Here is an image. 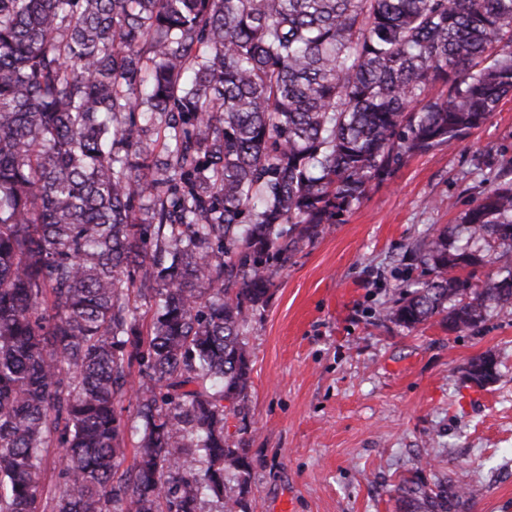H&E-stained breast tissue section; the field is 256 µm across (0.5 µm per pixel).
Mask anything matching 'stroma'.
Returning a JSON list of instances; mask_svg holds the SVG:
<instances>
[{"label":"stroma","instance_id":"stroma-1","mask_svg":"<svg viewBox=\"0 0 512 512\" xmlns=\"http://www.w3.org/2000/svg\"><path fill=\"white\" fill-rule=\"evenodd\" d=\"M503 170L512 97L453 147L405 158L281 272L243 332L254 512H395L418 469L475 486L470 512H512V305L466 333L384 317L403 280L434 276L417 241L463 236L460 217ZM483 354L501 376L480 387L465 367Z\"/></svg>","mask_w":512,"mask_h":512}]
</instances>
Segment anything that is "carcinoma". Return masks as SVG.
<instances>
[{
    "mask_svg": "<svg viewBox=\"0 0 512 512\" xmlns=\"http://www.w3.org/2000/svg\"><path fill=\"white\" fill-rule=\"evenodd\" d=\"M509 95L512 0H0V512H253L224 432H247L242 329L404 158ZM460 224L464 248L418 242L434 278L389 320L463 333L512 304V179ZM483 250L507 276L456 275ZM395 494L467 512L476 491Z\"/></svg>",
    "mask_w": 512,
    "mask_h": 512,
    "instance_id": "1",
    "label": "carcinoma"
}]
</instances>
